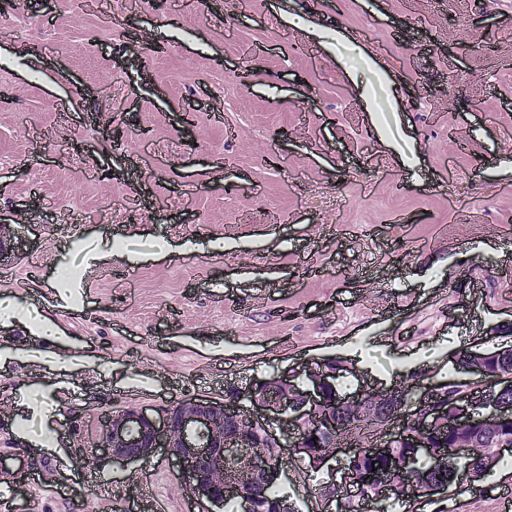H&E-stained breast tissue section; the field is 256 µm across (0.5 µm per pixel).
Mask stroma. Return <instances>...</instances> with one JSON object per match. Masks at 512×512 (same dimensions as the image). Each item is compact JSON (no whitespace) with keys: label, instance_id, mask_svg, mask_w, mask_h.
Segmentation results:
<instances>
[{"label":"stroma","instance_id":"stroma-1","mask_svg":"<svg viewBox=\"0 0 512 512\" xmlns=\"http://www.w3.org/2000/svg\"><path fill=\"white\" fill-rule=\"evenodd\" d=\"M0 4V296L38 301L93 368L0 365V512H81L69 465L96 445L98 405L157 409L335 360L340 393L447 378L455 357L512 336V0H18ZM344 29L391 67L402 111L367 112L362 84L282 10ZM401 147L402 167L375 130ZM79 248H68L71 222ZM190 240L194 253L87 266ZM76 271L75 303L48 285ZM52 391L49 422L17 405ZM89 422L82 438L68 408ZM67 459L29 499L20 462ZM96 512H190L167 460L103 459ZM499 464L453 494L501 512Z\"/></svg>","mask_w":512,"mask_h":512}]
</instances>
